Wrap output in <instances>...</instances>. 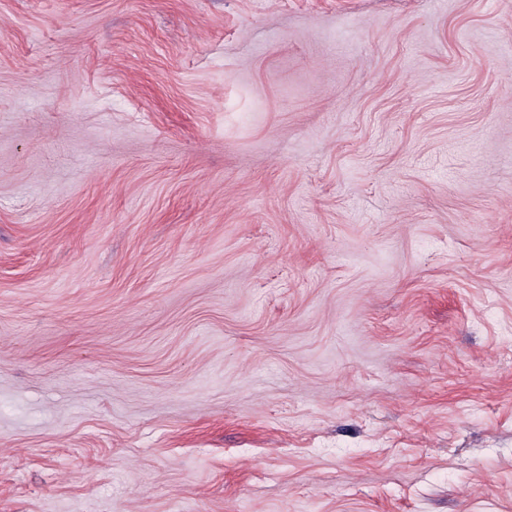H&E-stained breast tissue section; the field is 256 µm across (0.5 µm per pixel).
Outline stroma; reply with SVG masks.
<instances>
[{
	"label": "stroma",
	"instance_id": "stroma-1",
	"mask_svg": "<svg viewBox=\"0 0 512 512\" xmlns=\"http://www.w3.org/2000/svg\"><path fill=\"white\" fill-rule=\"evenodd\" d=\"M0 512H512V0H0Z\"/></svg>",
	"mask_w": 512,
	"mask_h": 512
}]
</instances>
